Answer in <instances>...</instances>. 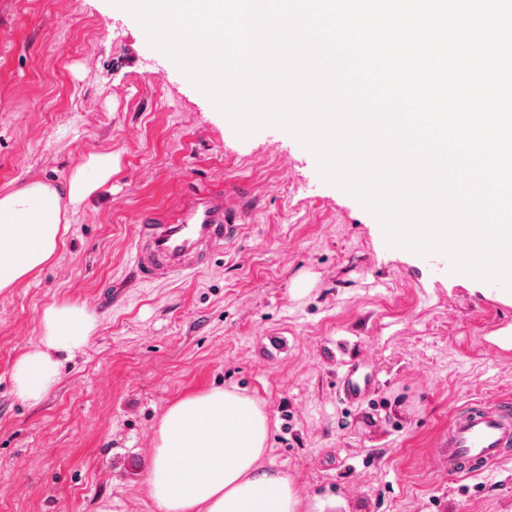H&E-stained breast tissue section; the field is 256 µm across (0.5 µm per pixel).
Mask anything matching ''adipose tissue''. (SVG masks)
<instances>
[{"instance_id":"1","label":"adipose tissue","mask_w":512,"mask_h":512,"mask_svg":"<svg viewBox=\"0 0 512 512\" xmlns=\"http://www.w3.org/2000/svg\"><path fill=\"white\" fill-rule=\"evenodd\" d=\"M116 169L112 154L92 153L65 180L25 179L0 190V290L21 285L55 258L74 216L111 185ZM96 328L85 307L46 308L38 346L14 365L17 398L41 401L58 380L59 354L84 349ZM268 439L265 410L236 390L176 401L157 426L146 476L158 512H299L291 479L263 463Z\"/></svg>"}]
</instances>
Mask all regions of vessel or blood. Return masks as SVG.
<instances>
[{
    "label": "vessel or blood",
    "instance_id": "1",
    "mask_svg": "<svg viewBox=\"0 0 512 512\" xmlns=\"http://www.w3.org/2000/svg\"><path fill=\"white\" fill-rule=\"evenodd\" d=\"M240 227L226 191H201L168 211L134 216L132 261L145 283L197 274L210 266L213 253ZM444 448L452 476L478 474L506 460L512 448V399L475 402L457 411L448 424Z\"/></svg>",
    "mask_w": 512,
    "mask_h": 512
}]
</instances>
